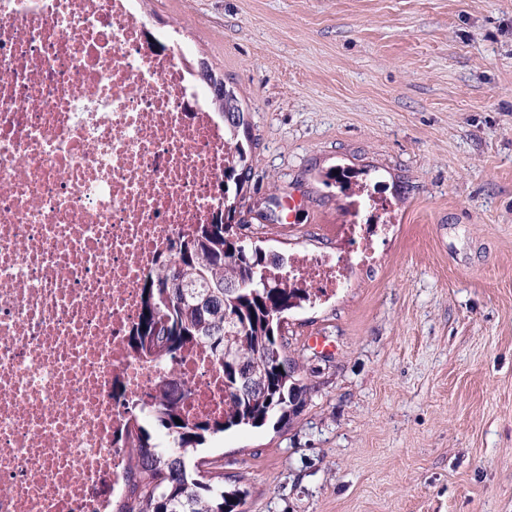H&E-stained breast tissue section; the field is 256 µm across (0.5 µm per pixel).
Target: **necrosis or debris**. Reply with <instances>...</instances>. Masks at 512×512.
Here are the masks:
<instances>
[{
  "mask_svg": "<svg viewBox=\"0 0 512 512\" xmlns=\"http://www.w3.org/2000/svg\"><path fill=\"white\" fill-rule=\"evenodd\" d=\"M140 0H0V512H112L133 400L169 374L224 415L203 347L175 369L125 337L170 238L209 223L224 121ZM294 259L319 295L369 260Z\"/></svg>",
  "mask_w": 512,
  "mask_h": 512,
  "instance_id": "necrosis-or-debris-1",
  "label": "necrosis or debris"
}]
</instances>
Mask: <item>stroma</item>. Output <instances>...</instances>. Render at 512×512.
<instances>
[{"label": "stroma", "instance_id": "35a3bbf8", "mask_svg": "<svg viewBox=\"0 0 512 512\" xmlns=\"http://www.w3.org/2000/svg\"><path fill=\"white\" fill-rule=\"evenodd\" d=\"M141 8L238 96L247 242L289 263L383 227L343 288L284 315L298 414L195 457L244 512H512V0ZM273 198L296 201L276 223Z\"/></svg>", "mask_w": 512, "mask_h": 512}]
</instances>
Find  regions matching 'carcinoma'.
I'll return each mask as SVG.
<instances>
[{
    "label": "carcinoma",
    "mask_w": 512,
    "mask_h": 512,
    "mask_svg": "<svg viewBox=\"0 0 512 512\" xmlns=\"http://www.w3.org/2000/svg\"><path fill=\"white\" fill-rule=\"evenodd\" d=\"M248 128L244 112L224 124V202L210 224L198 225L190 238L177 241L178 250L161 256L142 283L143 307L127 338L140 357L174 369L178 354L187 346L208 350L232 397L220 419L194 422L184 413L179 397L168 395L170 381L159 385L152 401L131 410L126 426V447L138 449L128 464L127 495L116 512H243L240 491L224 489L222 465L204 459L188 463L190 450L207 437L232 428L260 427L276 417L282 422L297 413L306 387L295 378V367L281 355L278 344L282 314L311 299L306 288L288 284L283 261L263 263L262 252L246 242L234 252L225 232L242 207L243 188L251 167L239 140ZM243 281L239 293L224 292V283ZM158 310L167 325L171 344L151 338L144 312ZM237 315L226 327L224 310ZM263 382L260 391L234 392L244 370ZM182 424H177V421Z\"/></svg>",
    "instance_id": "cac0c4a2"
}]
</instances>
